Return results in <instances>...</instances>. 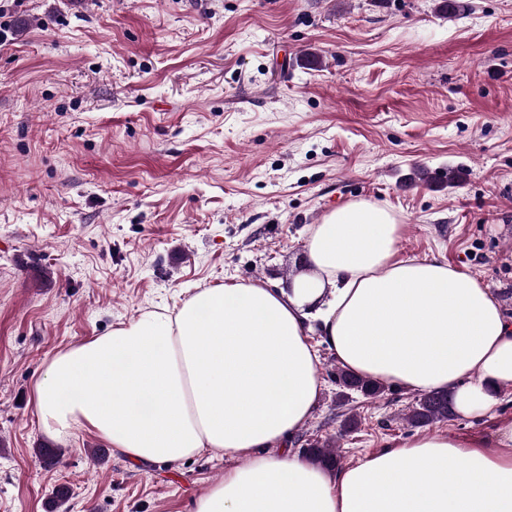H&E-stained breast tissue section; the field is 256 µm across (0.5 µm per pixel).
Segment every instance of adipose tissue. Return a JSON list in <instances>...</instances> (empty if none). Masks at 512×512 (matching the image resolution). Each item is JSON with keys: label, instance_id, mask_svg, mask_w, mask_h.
<instances>
[{"label": "adipose tissue", "instance_id": "1", "mask_svg": "<svg viewBox=\"0 0 512 512\" xmlns=\"http://www.w3.org/2000/svg\"><path fill=\"white\" fill-rule=\"evenodd\" d=\"M402 232L390 209L348 203L310 230L291 293L205 288L59 351L34 386L43 431L91 430L137 463L223 452L235 465L193 512H512V421L475 440L417 436L333 473L285 446L317 404L322 345L383 385L452 389L462 418L493 414L512 387V318L481 279L397 259Z\"/></svg>", "mask_w": 512, "mask_h": 512}]
</instances>
